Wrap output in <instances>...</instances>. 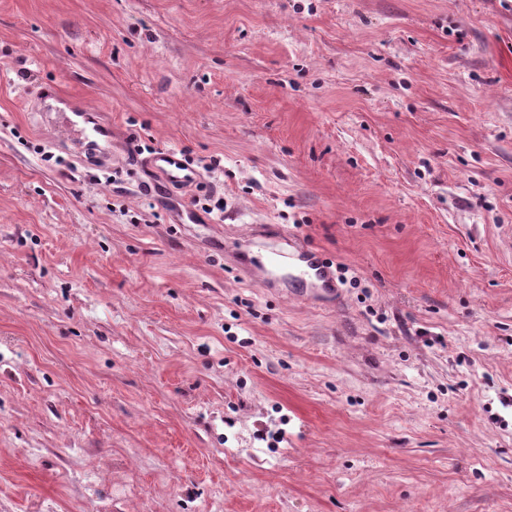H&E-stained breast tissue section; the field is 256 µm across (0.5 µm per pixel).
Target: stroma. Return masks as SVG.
<instances>
[{
  "label": "stroma",
  "mask_w": 512,
  "mask_h": 512,
  "mask_svg": "<svg viewBox=\"0 0 512 512\" xmlns=\"http://www.w3.org/2000/svg\"><path fill=\"white\" fill-rule=\"evenodd\" d=\"M0 512H512V8L0 0ZM51 97L63 107H55L56 117L48 125L62 132V135H65L77 146V149L87 148L89 145L96 144L94 140L90 139L95 135L109 136V133L97 124L89 130L86 124L91 121L90 115L81 110H74L69 99L61 95L56 87H54ZM146 166L175 185H190L199 177V171L190 166L179 151L172 148L156 149L146 160ZM291 247L292 250L288 249V252L277 251L274 254L289 265L297 267L300 271L299 278L305 283L309 280L312 287L329 291L336 288L330 263L320 252L308 247L294 245Z\"/></svg>",
  "instance_id": "1"
}]
</instances>
